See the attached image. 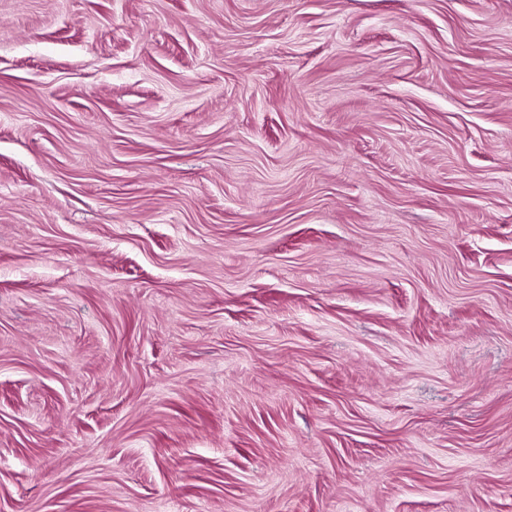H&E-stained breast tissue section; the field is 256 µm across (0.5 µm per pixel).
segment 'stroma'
<instances>
[{
  "instance_id": "stroma-1",
  "label": "stroma",
  "mask_w": 512,
  "mask_h": 512,
  "mask_svg": "<svg viewBox=\"0 0 512 512\" xmlns=\"http://www.w3.org/2000/svg\"><path fill=\"white\" fill-rule=\"evenodd\" d=\"M0 512H512V0H0Z\"/></svg>"
}]
</instances>
